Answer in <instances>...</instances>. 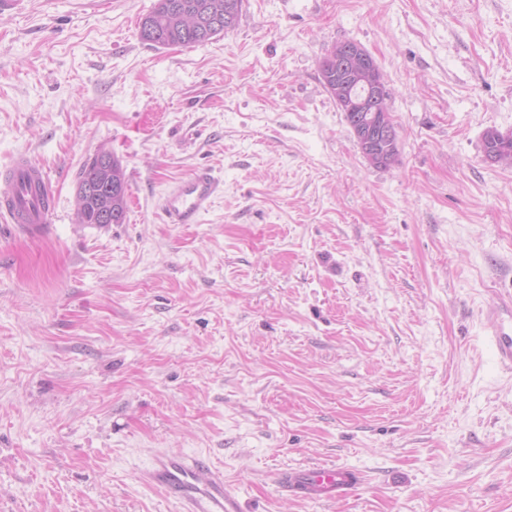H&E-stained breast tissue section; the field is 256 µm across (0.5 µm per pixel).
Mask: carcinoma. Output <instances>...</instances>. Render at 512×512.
Masks as SVG:
<instances>
[{"mask_svg": "<svg viewBox=\"0 0 512 512\" xmlns=\"http://www.w3.org/2000/svg\"><path fill=\"white\" fill-rule=\"evenodd\" d=\"M243 0H156L154 7L139 23L141 40L165 47H192L233 30L242 10ZM320 70L324 87L333 99L351 101L362 96L361 86L346 71L323 58ZM508 149L512 161V132L503 134L489 129L483 137L484 153ZM112 223L123 224L127 216L128 179L121 161L112 158ZM104 166L102 159L94 157L86 163L76 186L78 203L76 219L80 224H101L102 208L99 197L88 191L93 176Z\"/></svg>", "mask_w": 512, "mask_h": 512, "instance_id": "cac0c4a2", "label": "carcinoma"}]
</instances>
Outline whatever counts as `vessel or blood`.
Returning <instances> with one entry per match:
<instances>
[{"mask_svg": "<svg viewBox=\"0 0 512 512\" xmlns=\"http://www.w3.org/2000/svg\"><path fill=\"white\" fill-rule=\"evenodd\" d=\"M9 193L0 200V219L31 235H42L53 206L48 174L28 156L14 158L5 172ZM220 192L219 182L204 169L173 183L163 200L172 224H195ZM141 482L176 497L182 512H238L234 498L224 488V473L199 456L161 452L143 470ZM278 480L305 498L328 500L347 495L355 486L338 466L314 467L281 474Z\"/></svg>", "mask_w": 512, "mask_h": 512, "instance_id": "obj_1", "label": "vessel or blood"}]
</instances>
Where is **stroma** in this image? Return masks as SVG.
<instances>
[{
	"instance_id": "1",
	"label": "stroma",
	"mask_w": 512,
	"mask_h": 512,
	"mask_svg": "<svg viewBox=\"0 0 512 512\" xmlns=\"http://www.w3.org/2000/svg\"><path fill=\"white\" fill-rule=\"evenodd\" d=\"M155 0L0 14V169L56 191L46 235L0 220V512H181L158 451L224 472L240 512H512V0H244L193 47L139 37ZM352 41L390 93L370 163L320 62ZM109 152L122 224H80ZM224 192L167 223L197 169ZM355 470L305 499L284 470ZM112 221L102 220V208L99 197L93 192H88V187L94 185L99 173L105 168L102 159L96 155L90 162L86 163L79 175L76 186V200L78 203L76 219L80 224H122L127 216V186L128 179L121 161L112 153ZM103 165V166H102ZM96 175L95 182H90Z\"/></svg>"
}]
</instances>
